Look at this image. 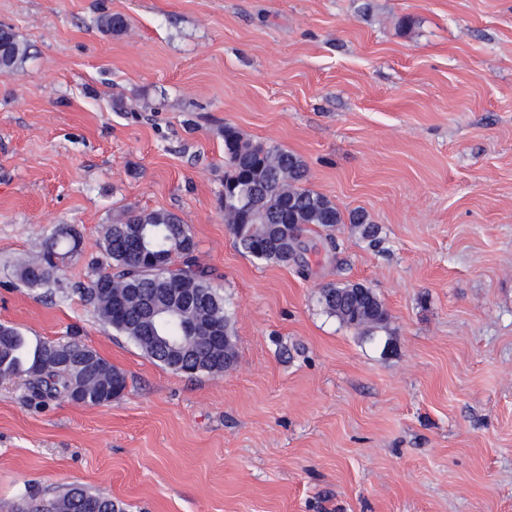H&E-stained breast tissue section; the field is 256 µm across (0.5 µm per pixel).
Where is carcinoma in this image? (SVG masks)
I'll list each match as a JSON object with an SVG mask.
<instances>
[{"mask_svg":"<svg viewBox=\"0 0 512 512\" xmlns=\"http://www.w3.org/2000/svg\"><path fill=\"white\" fill-rule=\"evenodd\" d=\"M96 28L104 35L125 32L120 15L101 13ZM32 45L12 27L0 30V75L26 64ZM224 194L219 208L237 246L267 264L308 267L303 235L311 227L333 231L349 222L363 238L378 240L379 226L363 211L344 215L327 196L305 187L308 169L297 154L278 145L255 142L226 124ZM81 236L74 227L46 237L37 254L17 263L19 281L34 289L58 277L61 263L79 253ZM100 276L80 291L102 325L133 341L162 366L189 375L216 374L237 358L231 317L211 272L196 260V243L188 225L174 213L158 209L127 211L107 229L99 243ZM318 303L347 328L371 336L387 327L389 312L373 289L361 283L329 284ZM69 351L72 363L58 360ZM23 377L34 397L72 400L77 381L85 404L98 405L126 388L123 372L80 340L67 338L30 348L17 329L0 325V377ZM13 512H121L112 498L80 485L63 493L32 495Z\"/></svg>","mask_w":512,"mask_h":512,"instance_id":"carcinoma-1","label":"carcinoma"}]
</instances>
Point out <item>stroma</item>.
I'll return each instance as SVG.
<instances>
[{
	"instance_id": "35a3bbf8",
	"label": "stroma",
	"mask_w": 512,
	"mask_h": 512,
	"mask_svg": "<svg viewBox=\"0 0 512 512\" xmlns=\"http://www.w3.org/2000/svg\"><path fill=\"white\" fill-rule=\"evenodd\" d=\"M104 10L127 31L98 32ZM1 24L33 56L0 76V324L78 332L126 389L40 404L0 379V507L80 484L125 512H512V0H0ZM227 123L381 244L311 229L303 273L242 253ZM127 209L190 226L229 370L164 368L81 301ZM66 226L80 254L23 285L14 262ZM346 282L387 329L320 309ZM318 303L347 328L371 336L386 329L389 312L380 297L361 283L329 284L320 289Z\"/></svg>"
}]
</instances>
